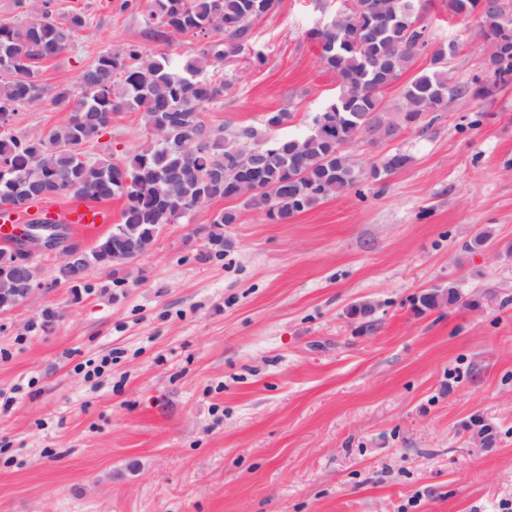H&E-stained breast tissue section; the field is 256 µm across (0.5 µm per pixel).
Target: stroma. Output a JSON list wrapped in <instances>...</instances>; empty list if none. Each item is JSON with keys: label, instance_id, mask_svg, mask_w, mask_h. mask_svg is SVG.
<instances>
[{"label": "stroma", "instance_id": "stroma-1", "mask_svg": "<svg viewBox=\"0 0 512 512\" xmlns=\"http://www.w3.org/2000/svg\"><path fill=\"white\" fill-rule=\"evenodd\" d=\"M121 2L0 0V25L84 18L39 65L50 87L76 85L108 49L174 57L220 38L165 40ZM339 5L279 0L255 20L267 62L212 67L232 87L205 122L259 127L285 111V135L308 133L337 92L309 33ZM426 17L433 46L462 44L455 77L483 75L475 19L449 16L446 0H427ZM429 67L418 57L381 94L399 132L349 148L361 168L410 156L383 181L285 223L214 201L82 287L39 257L45 289L0 313V512H499L512 500V84L449 100L429 131L402 126V90ZM67 119L46 100L13 131ZM146 139L125 111L82 150L122 159ZM225 209L240 219L219 249L202 227ZM483 230L496 252L465 253ZM451 282L463 303L417 310ZM364 301L367 323L349 314ZM474 417L491 447L465 431Z\"/></svg>", "mask_w": 512, "mask_h": 512}]
</instances>
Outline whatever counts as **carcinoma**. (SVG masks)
<instances>
[{
    "label": "carcinoma",
    "mask_w": 512,
    "mask_h": 512,
    "mask_svg": "<svg viewBox=\"0 0 512 512\" xmlns=\"http://www.w3.org/2000/svg\"><path fill=\"white\" fill-rule=\"evenodd\" d=\"M392 16L390 23L372 27L365 15L344 8L309 36L319 42L321 60L336 75V98L312 120L302 137L274 136L276 126L290 117L273 114L264 127L214 130L204 110L220 102L232 86L228 78L214 79L211 63L231 61L247 52L260 68L266 54L252 40V23L275 10L278 0H124L123 6L144 8L145 21L162 29L164 37L215 31L223 39L173 62L138 44L105 50L79 77V89L46 86L37 63L54 58L72 43L84 20L74 14L65 23L43 12L33 22L0 26V113L45 99L66 107L67 123L17 137L0 128V210H28L29 197L48 199L68 195L92 201L123 197L122 223L137 237L150 229L188 217L201 196L236 199L244 187L246 208L262 212L273 222H286L319 200L354 187L362 178L347 146L367 133L391 128L380 92L398 80L431 46L427 25H416L424 0H374ZM482 0H448L454 17L467 19ZM481 34L501 44L502 54L488 60L487 80L479 86L454 79L448 48L432 52V68L403 88V123L428 131L450 97H486L512 83V21L501 24L491 13L480 18ZM125 110L142 114L147 140L122 160L91 158L82 145L101 136L112 114ZM177 124L194 132L199 142L178 137L164 142L155 131ZM411 161L396 153L372 165L368 175L381 181ZM457 287L437 288L419 297L424 309L454 305Z\"/></svg>",
    "instance_id": "cac0c4a2"
}]
</instances>
